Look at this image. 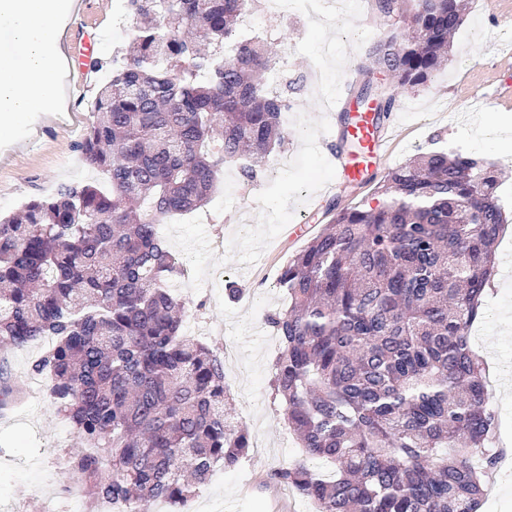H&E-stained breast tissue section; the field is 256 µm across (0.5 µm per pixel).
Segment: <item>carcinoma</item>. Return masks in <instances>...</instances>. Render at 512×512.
Returning <instances> with one entry per match:
<instances>
[{"instance_id": "cac0c4a2", "label": "carcinoma", "mask_w": 512, "mask_h": 512, "mask_svg": "<svg viewBox=\"0 0 512 512\" xmlns=\"http://www.w3.org/2000/svg\"><path fill=\"white\" fill-rule=\"evenodd\" d=\"M253 6L123 0L136 28L76 145L102 180L60 182L0 220V349L51 338L32 373L83 444L67 467L113 512H181L250 448L224 360L181 330L183 268L156 224L206 206L227 163L258 181L288 140L272 50L237 33ZM466 22L461 0H415L358 69L413 92ZM378 194L330 202L280 269L273 390L304 459L272 480L316 512H480L504 449L471 332L512 210L493 164L439 149L388 171ZM16 395L2 356L0 409Z\"/></svg>"}]
</instances>
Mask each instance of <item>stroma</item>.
<instances>
[{
    "label": "stroma",
    "instance_id": "1",
    "mask_svg": "<svg viewBox=\"0 0 512 512\" xmlns=\"http://www.w3.org/2000/svg\"><path fill=\"white\" fill-rule=\"evenodd\" d=\"M317 13L302 0H288L271 11L258 0L241 28L263 37L276 52L272 66L298 81L299 92L285 96L282 121L290 137L275 148L278 172H265L244 183L234 165H225L217 189L203 208L175 215L158 231L185 268L176 293L186 303L185 321L194 338L220 352L224 377L231 386L233 410L247 429L250 450L235 467L216 469L183 512H313L312 506L268 485L275 470L301 460L302 452L274 399L273 363L279 342L265 323L268 313L287 306L276 285L277 271L307 243L289 238L287 228L303 217L313 227L326 221L328 197L319 193L331 173L320 145L326 137L325 112L319 102L334 90L338 76L358 67L369 43L406 22L401 15L365 17L340 13L336 0H322ZM468 23L454 37L448 63L427 86L403 95V128L392 147L388 167H396L419 150L458 149L481 156L501 172V195L512 200V146H494L478 136L484 113L501 111L499 87L512 85V0H467ZM133 21L119 0H111L100 29L88 43L102 70L90 71L87 89L73 98L62 81L60 106L31 116L9 141L0 142V214L12 215L29 200L49 194L64 180L89 178L76 150L91 121V105L100 79L112 71V54L129 39ZM241 290L229 300L227 282ZM512 289L492 281L485 316L471 342L489 366V405L499 416L498 434L507 445L506 475L500 476L482 512H512V401L504 382L512 383ZM45 348L37 341L12 349L9 368L22 400L0 414V502L10 512H66L78 484L66 461L80 441L47 397L46 381L30 368Z\"/></svg>",
    "mask_w": 512,
    "mask_h": 512
}]
</instances>
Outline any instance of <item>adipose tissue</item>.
Here are the masks:
<instances>
[{"label": "adipose tissue", "mask_w": 512, "mask_h": 512, "mask_svg": "<svg viewBox=\"0 0 512 512\" xmlns=\"http://www.w3.org/2000/svg\"><path fill=\"white\" fill-rule=\"evenodd\" d=\"M75 0H0V137L59 103L60 25Z\"/></svg>", "instance_id": "obj_1"}]
</instances>
